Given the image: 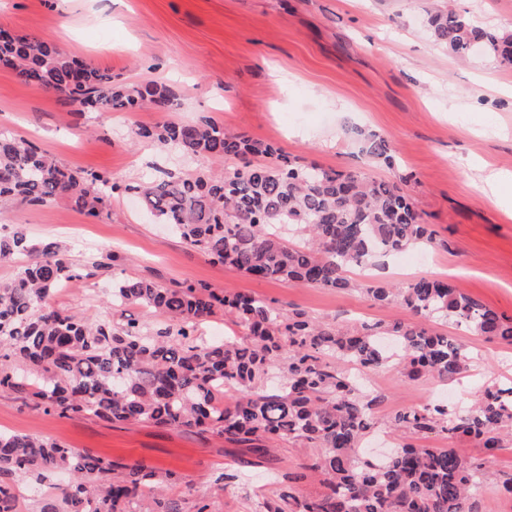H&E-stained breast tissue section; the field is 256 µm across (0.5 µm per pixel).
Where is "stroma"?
<instances>
[{
  "label": "stroma",
  "instance_id": "stroma-1",
  "mask_svg": "<svg viewBox=\"0 0 512 512\" xmlns=\"http://www.w3.org/2000/svg\"><path fill=\"white\" fill-rule=\"evenodd\" d=\"M436 8L478 27L512 32V0H0V28L51 40L115 80L165 83L180 99L173 112L82 111L0 66V133L32 139L60 163L123 187L96 220L64 199L15 203L0 209V232L20 229L34 241H57L80 266L117 255L111 272L58 288L50 299L90 324L119 320L112 281L123 277L248 292L319 321H388L395 308L361 291L259 281L213 262L153 223L124 190L169 174L225 167L221 159L133 141L139 125L210 115L225 129L337 171L363 167L356 132L373 130L391 140L395 164L368 168V175L398 182L443 242L388 256L383 280L450 278L487 307L512 316V209L477 187L485 167L512 176V65L484 53L458 60L431 37L428 16ZM449 334L474 358L470 377L447 384L428 377L410 381L394 367L363 376L366 390L382 397L364 442L367 452L398 444L385 425L395 410L445 395L464 405L482 383L512 381V345L464 326ZM0 430L177 471L187 482L166 486V495L206 498L213 512H253L257 496L276 491L273 473L296 469L311 454L285 443L266 466L256 467L226 452L215 436L47 415L9 391H0ZM228 473L238 474V481L225 483ZM510 474L512 443L487 462L473 492L480 512H512V500L499 493L500 479Z\"/></svg>",
  "mask_w": 512,
  "mask_h": 512
}]
</instances>
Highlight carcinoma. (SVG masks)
<instances>
[{
    "label": "carcinoma",
    "instance_id": "1",
    "mask_svg": "<svg viewBox=\"0 0 512 512\" xmlns=\"http://www.w3.org/2000/svg\"><path fill=\"white\" fill-rule=\"evenodd\" d=\"M432 37L460 59L476 43L512 64V34L475 27L452 11L429 18ZM0 63L27 84L52 91L89 111L177 108L160 82L120 84L112 73L69 57L29 35L0 39ZM133 140L173 146L196 158L253 157L218 176L191 174L126 187L158 224L173 225L193 248L259 280L328 290L361 289L372 301L406 313L392 323L352 326L316 321L250 293L205 284L163 286L146 278L112 286L114 309L138 306L168 318L150 331L130 316L90 325L49 304L50 294L81 273L59 243L31 242L17 229L0 233V262L29 256L16 277L0 284V389L29 398L46 414L92 415L112 423H142L217 436L254 464L271 461L277 446L301 442L315 453L256 512H479L472 490L486 460H466L451 448L410 442L382 462L361 456L379 397L365 394L355 374L394 364L408 379L440 383L467 376L466 345L438 330L464 325L512 345L504 317L446 279L419 277L401 287L353 277L412 246L438 242L399 184L361 170L300 164L280 148L232 133L211 116L189 125L138 126ZM369 167L392 162L391 141L363 136ZM115 186L99 175L65 166L35 144L0 133V205H43L66 198L97 219ZM222 313L242 336L205 339L197 325ZM431 322L436 328L429 329ZM397 436L466 438L487 457L512 432V383L483 384L468 406L434 404L396 411ZM71 475L39 512H185L164 497L162 484H182L175 471L158 479L154 467L123 463L35 435L0 432V512H18L15 479ZM316 478L323 490L299 485Z\"/></svg>",
    "mask_w": 512,
    "mask_h": 512
}]
</instances>
